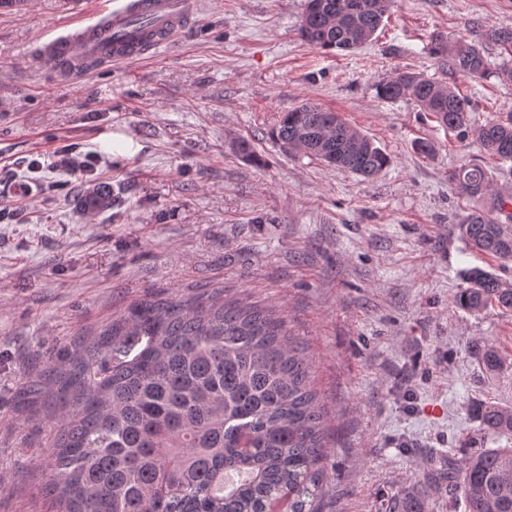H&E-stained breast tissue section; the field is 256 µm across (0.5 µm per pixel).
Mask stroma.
I'll return each mask as SVG.
<instances>
[{
  "label": "stroma",
  "mask_w": 512,
  "mask_h": 512,
  "mask_svg": "<svg viewBox=\"0 0 512 512\" xmlns=\"http://www.w3.org/2000/svg\"><path fill=\"white\" fill-rule=\"evenodd\" d=\"M304 7L201 0L171 45L71 83L24 58L90 9L0 8V159L26 176V158L55 137L102 156L93 182L46 171L41 185L65 190L0 223V512H55L47 464L69 408L65 372L135 304L175 294L271 307L304 343L336 466L323 512H385L449 455L512 448V435L481 434L468 414L477 400L512 406V370L488 380L466 351L480 338L512 357V312L452 304L462 270L512 279V266L458 238L475 203L450 181L472 161L510 184L512 162L374 89L398 70L440 76L432 36L512 29V0H395L375 38L350 51L304 41ZM484 49L490 75L461 84L480 121L512 112L500 75L512 56ZM307 101L373 138L389 165L364 179L282 152L269 132ZM243 138L254 158L237 153ZM421 139L433 156L416 154ZM99 191L111 207L86 212Z\"/></svg>",
  "instance_id": "35a3bbf8"
}]
</instances>
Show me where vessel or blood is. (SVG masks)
Returning a JSON list of instances; mask_svg holds the SVG:
<instances>
[{"mask_svg":"<svg viewBox=\"0 0 512 512\" xmlns=\"http://www.w3.org/2000/svg\"><path fill=\"white\" fill-rule=\"evenodd\" d=\"M197 13L198 0H120L96 19L45 41L28 63L66 77L93 62L141 60L173 42Z\"/></svg>","mask_w":512,"mask_h":512,"instance_id":"obj_1","label":"vessel or blood"}]
</instances>
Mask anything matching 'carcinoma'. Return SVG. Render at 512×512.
Instances as JSON below:
<instances>
[{"label":"carcinoma","instance_id":"carcinoma-1","mask_svg":"<svg viewBox=\"0 0 512 512\" xmlns=\"http://www.w3.org/2000/svg\"><path fill=\"white\" fill-rule=\"evenodd\" d=\"M305 6L299 31L310 45L354 49L371 41L394 0H320ZM484 39L512 56V30ZM431 52L443 72L471 81L488 76L480 41L439 34ZM387 101L412 99L440 126L512 161V112L478 124L470 99L444 78L400 71L375 85ZM271 139L288 153L315 157L364 178L388 155L336 112L311 102L282 113ZM461 194L479 202L457 236L476 252L512 263V185L498 186L478 163L454 169ZM454 305L478 315L512 312V280L471 268ZM89 344L69 373L72 410L57 426L48 463L57 512H320L329 470L325 412L313 364L275 311L254 303L178 297L142 302ZM467 352L489 377L506 358L492 343ZM472 416L485 433L512 434V407L481 402ZM457 483L466 512H512V448H484L457 467L428 472L426 487H407L389 512H426L425 488Z\"/></svg>","mask_w":512,"mask_h":512}]
</instances>
